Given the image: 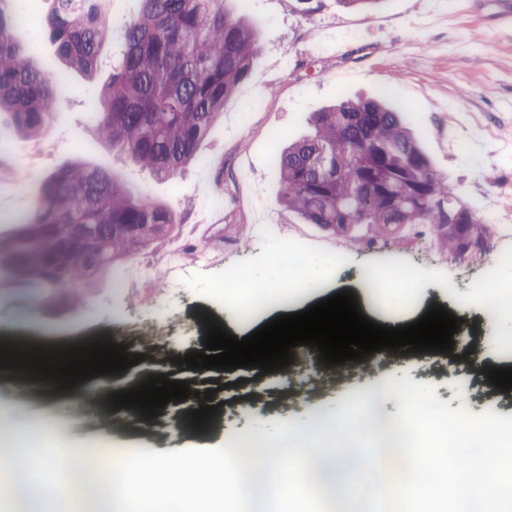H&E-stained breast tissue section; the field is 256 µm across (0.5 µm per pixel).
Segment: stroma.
I'll list each match as a JSON object with an SVG mask.
<instances>
[{"mask_svg":"<svg viewBox=\"0 0 512 512\" xmlns=\"http://www.w3.org/2000/svg\"><path fill=\"white\" fill-rule=\"evenodd\" d=\"M52 7V0H37L31 23L16 28L15 39L45 69L57 71L61 64L46 28ZM246 7L258 24L261 51L248 78L225 102L223 116L199 142L197 163L175 179L160 181L96 134L90 102L121 54L120 40L104 45L94 78L69 72V87L45 136L22 137L11 113L0 112V145H21L35 158L22 196L24 212L37 208L51 172L79 161L160 198L180 218L160 246L114 263L95 284L78 283V290L88 293L91 318L33 311L31 302L42 289L16 287L0 274V321L35 318L47 331L46 344L71 345L81 335L103 333L134 351L133 326L148 327L175 312L179 322L153 346L166 357V372L199 392L208 390L210 381L219 384L213 401L222 422L201 439L181 428L178 403L141 431H111L91 417L76 426L71 419L82 405L76 391H66L61 400L24 397L0 377V420L59 423L53 468L61 467L67 448L76 444L158 452L216 447L277 423L304 426L315 411L335 414L352 396L367 392L362 373L317 392L314 374L305 370L286 379L245 368L192 373L174 359L203 351L199 313L211 314L242 338L276 316L305 310L342 290L354 292L364 315L385 326L414 322L435 303L462 320L453 336L455 357L378 352L366 359L376 375L433 384L438 398L454 409L464 405L474 413L512 415V391L498 390L483 375L487 366L512 367V311L491 315L493 296L485 287L489 275L512 273V262L491 270L478 262L458 263L432 246L422 224L407 225L394 247L366 236L344 247L331 232L281 205L271 155L275 133L300 138L310 134L313 113L341 98L384 95L406 110L409 127L454 194L477 205L491 226L492 245L512 249V226L492 221L493 214L512 213V153L503 149L512 139V34L496 26L495 0H476L471 12L458 0H378L368 9L347 8L340 0H246ZM460 141L467 142V152L456 151ZM287 247L340 260L323 288L296 292L287 306L245 319L227 316L214 284L231 273L263 277L272 254ZM396 264L415 276L413 295L404 300L394 292L384 308L374 307L361 286L364 274ZM116 279L126 281L125 292H113Z\"/></svg>","mask_w":512,"mask_h":512,"instance_id":"35a3bbf8","label":"stroma"}]
</instances>
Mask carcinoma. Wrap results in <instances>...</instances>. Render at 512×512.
Returning a JSON list of instances; mask_svg holds the SVG:
<instances>
[{
  "mask_svg": "<svg viewBox=\"0 0 512 512\" xmlns=\"http://www.w3.org/2000/svg\"><path fill=\"white\" fill-rule=\"evenodd\" d=\"M13 0H0V110L19 132L48 130L64 75L51 77L14 41ZM123 31V52L99 94L103 141L168 180L196 161V148L260 51L245 0H140ZM60 60L91 75L112 39L108 0H53L48 18ZM313 133L276 152L280 202L308 223L353 241L362 229L394 240L406 224L429 226L433 245L456 258L491 239L477 208L436 172L402 112L380 98L344 99L311 118ZM179 223L160 200L112 173L70 163L51 173L39 206L6 238L0 269L69 307L57 276L75 282L154 247Z\"/></svg>",
  "mask_w": 512,
  "mask_h": 512,
  "instance_id": "carcinoma-1",
  "label": "carcinoma"
}]
</instances>
